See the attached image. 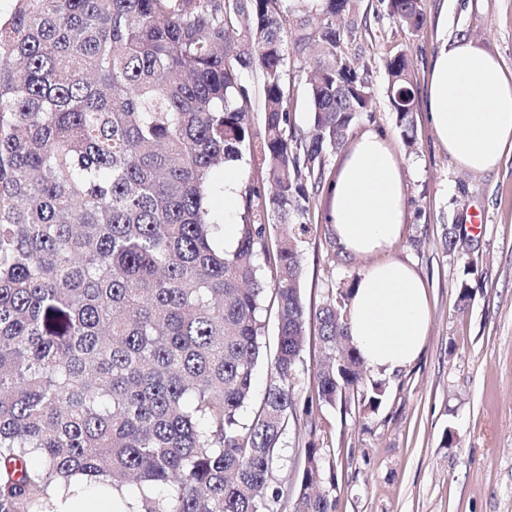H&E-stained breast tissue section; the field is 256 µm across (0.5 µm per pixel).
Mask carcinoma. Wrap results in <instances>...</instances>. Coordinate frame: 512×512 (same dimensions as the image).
<instances>
[{
  "mask_svg": "<svg viewBox=\"0 0 512 512\" xmlns=\"http://www.w3.org/2000/svg\"><path fill=\"white\" fill-rule=\"evenodd\" d=\"M283 2L14 0L0 16V512H53L51 493L76 474L119 493L138 482L139 512H278L288 501L271 474L306 340L308 187L321 186L326 152L345 145L369 100L337 52L353 0H321L291 44ZM387 11L412 34L423 26L421 0H387ZM312 43L313 119L297 135L285 56ZM385 69L411 147L405 55ZM245 72L261 81L259 135ZM247 148L272 191L240 187L242 223L226 250L212 175ZM271 222L286 232L268 286L256 257ZM269 293L272 377L246 420ZM351 295L315 314L322 405L363 382L355 347L336 358ZM299 453L293 512H336L323 449Z\"/></svg>",
  "mask_w": 512,
  "mask_h": 512,
  "instance_id": "obj_1",
  "label": "carcinoma"
}]
</instances>
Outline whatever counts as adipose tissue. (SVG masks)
<instances>
[{
	"instance_id": "adipose-tissue-1",
	"label": "adipose tissue",
	"mask_w": 512,
	"mask_h": 512,
	"mask_svg": "<svg viewBox=\"0 0 512 512\" xmlns=\"http://www.w3.org/2000/svg\"><path fill=\"white\" fill-rule=\"evenodd\" d=\"M428 108L441 144L468 170L495 166L512 151V79L499 58L458 37L443 42L429 76ZM327 220L336 242L351 256L388 251L403 235L406 197L402 170L391 145L362 134L350 147L333 182ZM428 291L408 265L385 260L370 266L350 299L347 332L364 364L392 372L421 354L429 325ZM78 498L57 512H112V490L73 478Z\"/></svg>"
}]
</instances>
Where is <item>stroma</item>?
I'll list each match as a JSON object with an SVG mask.
<instances>
[{
	"label": "stroma",
	"instance_id": "stroma-1",
	"mask_svg": "<svg viewBox=\"0 0 512 512\" xmlns=\"http://www.w3.org/2000/svg\"><path fill=\"white\" fill-rule=\"evenodd\" d=\"M425 21L409 33L384 0H355L342 20L338 52L352 60L372 95L349 137L386 136L403 169L405 231L386 253L409 265L428 288L430 321L421 356L394 373L365 369L364 386L382 383L369 407L343 394L335 406L314 405L289 418L272 478L295 484L299 448L325 449L336 468V512H512V153L491 169L462 168L439 142L428 118L427 83L443 40L466 37L512 71V0H422ZM404 53L416 102V143L405 147L387 95L386 58ZM311 60L289 54L283 84L296 131L312 120ZM327 190L311 192L313 228L300 245L307 314L331 292L354 287L377 256L342 254L331 224ZM484 214L479 234L462 224ZM455 229L462 253L447 251ZM476 271L465 275V262ZM474 293L459 300L462 280ZM294 371L299 404L314 397L322 358L315 321Z\"/></svg>",
	"mask_w": 512,
	"mask_h": 512
}]
</instances>
